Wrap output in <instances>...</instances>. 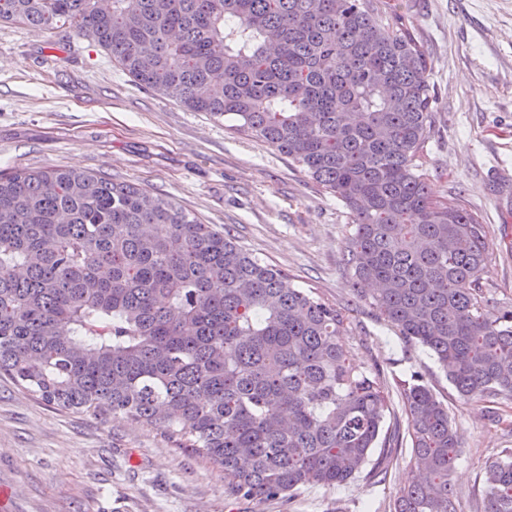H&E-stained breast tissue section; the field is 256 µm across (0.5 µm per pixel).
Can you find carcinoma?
<instances>
[{"label":"carcinoma","mask_w":512,"mask_h":512,"mask_svg":"<svg viewBox=\"0 0 512 512\" xmlns=\"http://www.w3.org/2000/svg\"><path fill=\"white\" fill-rule=\"evenodd\" d=\"M383 0H0V22L92 38L138 84L286 155L351 216L353 286L463 397L512 396V309L489 310L477 215L424 169L430 57ZM349 315L165 196L72 169L0 174V374L54 407L121 413L264 502L355 480L392 410ZM417 477L393 512H459V442L419 373ZM484 512H512V451Z\"/></svg>","instance_id":"1"}]
</instances>
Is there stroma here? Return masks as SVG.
<instances>
[{
	"instance_id": "1",
	"label": "stroma",
	"mask_w": 512,
	"mask_h": 512,
	"mask_svg": "<svg viewBox=\"0 0 512 512\" xmlns=\"http://www.w3.org/2000/svg\"><path fill=\"white\" fill-rule=\"evenodd\" d=\"M431 59L426 142L434 195L459 199L488 230L482 296L512 306V0H396ZM101 172L164 194L218 224L301 288L348 311L353 361L392 392L396 439L384 479L307 487L256 502L227 497L224 471L159 433L46 405L0 376V512H392L412 477L402 383L421 372L462 445L459 512H483L488 460L512 450V397L465 398L421 346L404 344L361 299L343 260L350 216L306 171L136 83L90 38L0 24V172Z\"/></svg>"
}]
</instances>
